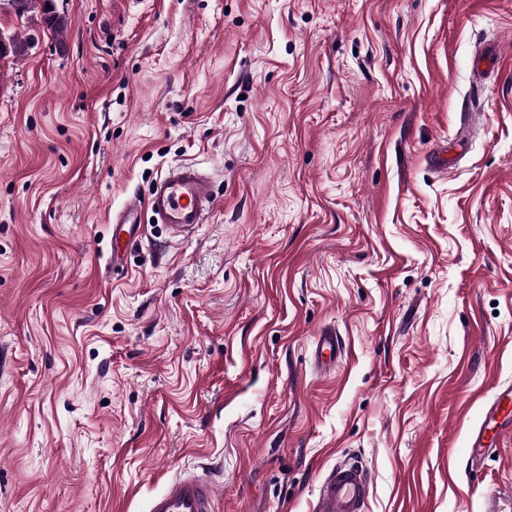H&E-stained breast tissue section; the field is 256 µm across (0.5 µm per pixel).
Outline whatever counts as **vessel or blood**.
Wrapping results in <instances>:
<instances>
[{
    "label": "vessel or blood",
    "mask_w": 512,
    "mask_h": 512,
    "mask_svg": "<svg viewBox=\"0 0 512 512\" xmlns=\"http://www.w3.org/2000/svg\"><path fill=\"white\" fill-rule=\"evenodd\" d=\"M218 199L209 172L194 164L178 163L167 168L146 196L131 197L113 212V267H120L122 250L138 241L144 232L143 214L166 225L172 238L190 237L207 223ZM340 343L333 333L319 336L314 358L329 366L340 356ZM512 417V386L499 387L494 399L484 404L480 423L468 436L472 465H480L484 450L494 445L501 426ZM370 483L360 462H348L329 469L321 478L312 512H367ZM217 484L208 474L189 472L170 480L154 495L147 512H215Z\"/></svg>",
    "instance_id": "1"
}]
</instances>
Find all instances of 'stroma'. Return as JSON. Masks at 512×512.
<instances>
[{"instance_id": "35a3bbf8", "label": "stroma", "mask_w": 512, "mask_h": 512, "mask_svg": "<svg viewBox=\"0 0 512 512\" xmlns=\"http://www.w3.org/2000/svg\"><path fill=\"white\" fill-rule=\"evenodd\" d=\"M54 6L61 38L0 4V512H146L188 469L311 512L348 460L369 512L512 489V428L467 467L512 382V0ZM179 162L216 212L112 272L109 213ZM340 349V343L336 335L331 332H325L319 336L315 344V361L322 367H328L337 360L338 356H340ZM494 399L484 404L480 423L468 436L467 448L472 466L482 463L483 451L495 444L505 420L512 417V386H498Z\"/></svg>"}]
</instances>
